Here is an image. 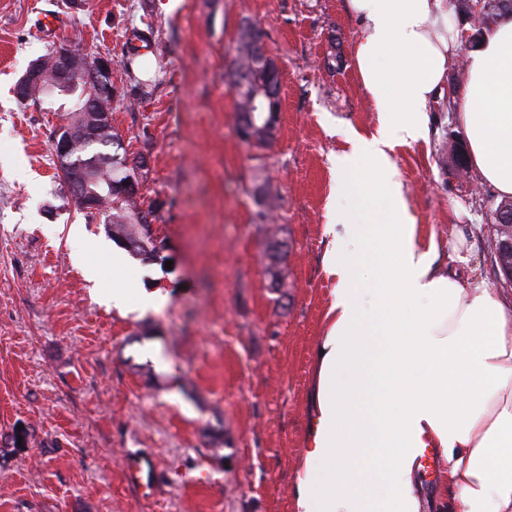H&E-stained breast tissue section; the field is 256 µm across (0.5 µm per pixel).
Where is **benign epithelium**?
I'll return each instance as SVG.
<instances>
[{"label": "benign epithelium", "mask_w": 512, "mask_h": 512, "mask_svg": "<svg viewBox=\"0 0 512 512\" xmlns=\"http://www.w3.org/2000/svg\"><path fill=\"white\" fill-rule=\"evenodd\" d=\"M456 10L463 11L464 22L471 24L466 29L459 26V39L463 50L468 51L478 46L486 35V28L475 23L485 13L498 9L497 0H449ZM261 66L266 71V82L258 86L253 94V105L240 118L238 131L241 138L254 139V131L275 132L279 113L276 108L281 104L280 68L268 48H263L260 58ZM57 81L71 82L78 77L87 81L88 100L78 113L75 124L60 126L52 138V151L57 161H62L73 147L74 133L78 132L88 140L96 139L112 127V113L102 112L97 104L104 97L114 98L112 86V62L106 57H99L90 62L87 56L67 47L60 48L52 60ZM86 178L77 173L70 178V187L79 198L81 206L87 211L97 210V204L83 193ZM142 189L141 176H131L123 181L112 182V192L120 198L137 194ZM496 236L492 246L501 271L507 281L512 282V202H500L492 213Z\"/></svg>", "instance_id": "benign-epithelium-1"}]
</instances>
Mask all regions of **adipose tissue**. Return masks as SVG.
Instances as JSON below:
<instances>
[{
    "label": "adipose tissue",
    "instance_id": "ef3b65f1",
    "mask_svg": "<svg viewBox=\"0 0 512 512\" xmlns=\"http://www.w3.org/2000/svg\"><path fill=\"white\" fill-rule=\"evenodd\" d=\"M362 28L353 64L378 114L371 137L336 156L323 271L334 286L312 353L306 448L294 512H512V296L474 286L421 241L392 142L427 138L457 42L448 0H347ZM455 117L482 182L512 196V14L466 61ZM381 201L356 247L337 226ZM383 257L363 285L362 249ZM435 448L446 484L425 492L418 456Z\"/></svg>",
    "mask_w": 512,
    "mask_h": 512
}]
</instances>
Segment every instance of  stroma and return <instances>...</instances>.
Returning a JSON list of instances; mask_svg holds the SVG:
<instances>
[{"label":"stroma","mask_w":512,"mask_h":512,"mask_svg":"<svg viewBox=\"0 0 512 512\" xmlns=\"http://www.w3.org/2000/svg\"><path fill=\"white\" fill-rule=\"evenodd\" d=\"M60 20L55 35L40 14ZM259 24L281 72L277 133L263 149L236 131L225 83L242 19ZM151 52L125 70L128 45ZM362 35L346 0H0V512H293L305 450L310 352L324 330L332 160L378 114L353 65ZM114 59L112 124L149 171L163 249L148 261L96 251L86 280L66 240L111 241L57 176L54 130L75 99L20 104L27 65L67 45ZM335 69H327V57ZM447 100L428 139L390 154L438 263L506 293L487 220L496 191L458 179L463 135ZM279 196L285 286L263 272L266 227L251 190ZM464 238L445 243L453 227ZM168 292L157 311L106 291Z\"/></svg>","instance_id":"1"}]
</instances>
